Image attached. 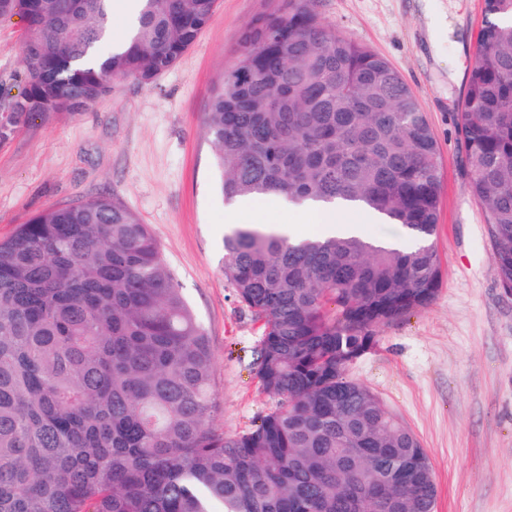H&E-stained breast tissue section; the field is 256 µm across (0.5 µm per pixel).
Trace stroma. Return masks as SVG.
Returning a JSON list of instances; mask_svg holds the SVG:
<instances>
[{"instance_id":"1","label":"stroma","mask_w":512,"mask_h":512,"mask_svg":"<svg viewBox=\"0 0 512 512\" xmlns=\"http://www.w3.org/2000/svg\"><path fill=\"white\" fill-rule=\"evenodd\" d=\"M282 0H218L196 43L150 83L116 78L84 111L35 116L0 141V240L39 212L98 196L148 224L213 356L215 424L248 430L273 409L254 370L263 326L224 275L230 206L202 124L243 32ZM319 20L381 55L426 113L442 163L436 246L443 282L424 309L375 332L348 377L379 395L421 440L435 512H512V295L494 264L457 132L484 0H317ZM26 26L0 20V94L24 87Z\"/></svg>"}]
</instances>
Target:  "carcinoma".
Here are the masks:
<instances>
[{"label": "carcinoma", "mask_w": 512, "mask_h": 512, "mask_svg": "<svg viewBox=\"0 0 512 512\" xmlns=\"http://www.w3.org/2000/svg\"><path fill=\"white\" fill-rule=\"evenodd\" d=\"M110 0H10L26 23L13 128L81 112L114 77L174 68L217 0H140L102 49ZM203 123L229 202H336L400 225L362 233L224 236V274L264 322L255 371L276 407L251 429L212 423L208 337L149 225L109 197L52 207L0 241V512H435L417 435L347 368L376 328L430 305L441 164L399 73L286 0L242 35ZM457 131L512 294V0H484ZM362 232L371 238L386 240H395L403 235V230L398 224H389L385 221L374 220L362 224Z\"/></svg>", "instance_id": "cac0c4a2"}]
</instances>
